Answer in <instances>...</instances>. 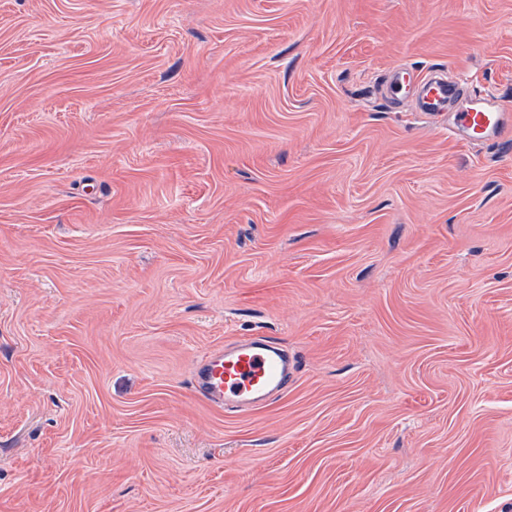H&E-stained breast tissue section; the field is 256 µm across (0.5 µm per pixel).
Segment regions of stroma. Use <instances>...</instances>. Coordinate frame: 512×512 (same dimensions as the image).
<instances>
[{"instance_id": "stroma-1", "label": "stroma", "mask_w": 512, "mask_h": 512, "mask_svg": "<svg viewBox=\"0 0 512 512\" xmlns=\"http://www.w3.org/2000/svg\"><path fill=\"white\" fill-rule=\"evenodd\" d=\"M432 69L512 113V0H0V512H512V146ZM460 95L458 85L448 80L429 78L423 82L420 95L422 112H445L448 101ZM511 116L490 93L472 94L455 114V126L470 143L497 140L509 132ZM294 365L263 337H248L211 353L192 372L196 393L219 407L253 408L288 388Z\"/></svg>"}]
</instances>
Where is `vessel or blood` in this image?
<instances>
[{
	"label": "vessel or blood",
	"instance_id": "obj_1",
	"mask_svg": "<svg viewBox=\"0 0 512 512\" xmlns=\"http://www.w3.org/2000/svg\"><path fill=\"white\" fill-rule=\"evenodd\" d=\"M460 95L457 84L430 78L423 82L420 108L445 111ZM455 126L469 142L496 140L512 130V114L490 93L470 96L455 115ZM294 373L287 355L262 337H248L211 353L192 372L196 393L217 406L253 408L285 390Z\"/></svg>",
	"mask_w": 512,
	"mask_h": 512
}]
</instances>
